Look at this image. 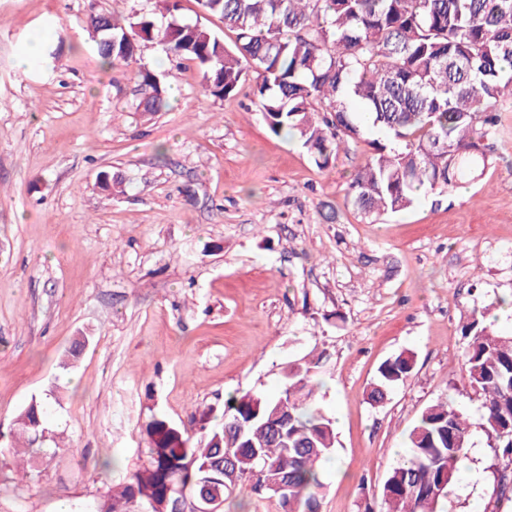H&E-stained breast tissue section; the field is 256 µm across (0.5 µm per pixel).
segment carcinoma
I'll return each instance as SVG.
<instances>
[{
	"instance_id": "obj_1",
	"label": "carcinoma",
	"mask_w": 512,
	"mask_h": 512,
	"mask_svg": "<svg viewBox=\"0 0 512 512\" xmlns=\"http://www.w3.org/2000/svg\"><path fill=\"white\" fill-rule=\"evenodd\" d=\"M236 32L228 49L211 30L177 19V2L155 14H98L102 64H128L145 42L195 62L211 95L237 92L254 72L258 111L270 130L288 132L315 165H330L350 143L369 147L348 187L366 217L407 210L422 195H444L488 165L500 107L512 99V0H199ZM136 111L168 107L166 86L148 67L137 72ZM463 366L482 398L478 425L495 455L512 462V336L496 334L486 312L462 327ZM323 355L288 368L271 397L237 392L224 400L222 423L199 441L164 418L147 423L142 463L122 491L95 512H193L178 484L201 483L230 496L224 457L239 483L262 496L287 483L280 512H320V465L336 449L334 423L315 406ZM401 352L378 367L369 399L382 401L410 376ZM473 422L451 401L428 406L410 431L409 450L382 488L383 512H443L442 500L464 459ZM45 411L33 400L10 435L40 445Z\"/></svg>"
}]
</instances>
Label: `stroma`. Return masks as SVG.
<instances>
[{
	"instance_id": "stroma-1",
	"label": "stroma",
	"mask_w": 512,
	"mask_h": 512,
	"mask_svg": "<svg viewBox=\"0 0 512 512\" xmlns=\"http://www.w3.org/2000/svg\"><path fill=\"white\" fill-rule=\"evenodd\" d=\"M160 4L0 0V512H92L139 464L152 415L199 427L321 353L316 400L336 430L321 512L376 510L427 406L480 415L462 327L512 295V102L482 176L371 221L346 196L365 144L318 168L269 130L254 81L204 94L195 63L150 44L169 106L136 111L133 68L101 65L89 16ZM41 28L54 35L20 71ZM104 170L123 179L109 193ZM402 351L412 374L371 404ZM34 399L47 437L17 457L8 434ZM466 453L477 478L453 482L445 512H512V465L478 428Z\"/></svg>"
}]
</instances>
